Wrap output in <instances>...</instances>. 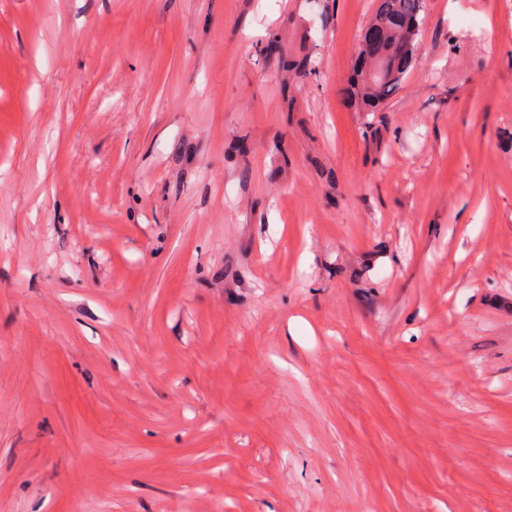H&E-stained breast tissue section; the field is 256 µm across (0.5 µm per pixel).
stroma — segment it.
I'll use <instances>...</instances> for the list:
<instances>
[{
    "label": "stroma",
    "instance_id": "obj_1",
    "mask_svg": "<svg viewBox=\"0 0 512 512\" xmlns=\"http://www.w3.org/2000/svg\"><path fill=\"white\" fill-rule=\"evenodd\" d=\"M0 0V512H512V0ZM422 0H380L376 14L371 23L379 25L384 32V46L388 54L398 62L396 49L407 35V23L411 22V30L414 29L415 42L422 23ZM382 39H383V36H382V34L378 30L372 29V28H367L365 30V32H364V36H363V39L361 41L360 49L361 48L362 49L370 48V50L373 52V58L377 62L376 69H374L372 71L373 74L384 75L386 73L385 60L383 59L384 58V54H383V52L381 51V49L379 47L380 41ZM374 51H375L376 54L374 53ZM377 54H379V56ZM361 75L362 78L360 77L358 69L356 94L367 112L371 111V109L375 108L380 103L386 101L396 90H398L402 81L401 80L397 83L372 82V84H369L366 81L363 72Z\"/></svg>",
    "mask_w": 512,
    "mask_h": 512
}]
</instances>
